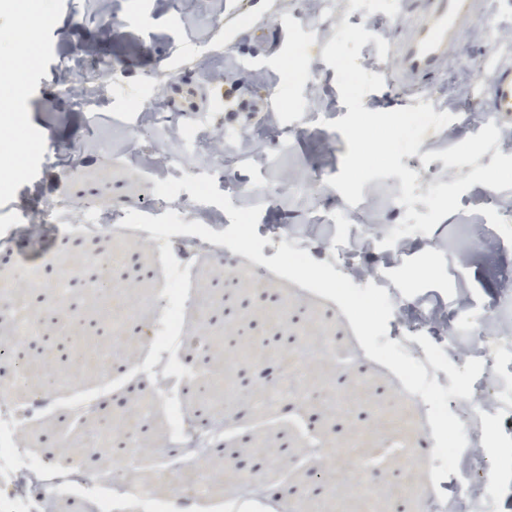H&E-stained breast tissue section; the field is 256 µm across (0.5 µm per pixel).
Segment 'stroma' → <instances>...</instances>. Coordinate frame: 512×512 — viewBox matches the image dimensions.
Here are the masks:
<instances>
[{"label": "stroma", "mask_w": 512, "mask_h": 512, "mask_svg": "<svg viewBox=\"0 0 512 512\" xmlns=\"http://www.w3.org/2000/svg\"><path fill=\"white\" fill-rule=\"evenodd\" d=\"M130 1L112 0L116 22L109 30L87 0H20L18 10L0 11V70H20L23 79L18 88L0 82V154L25 163L21 170L0 169V281H16L14 299L27 312L35 340L0 356V397L25 404L45 374H68V387L48 394L26 428L28 455L89 472L109 466L169 497L175 483L150 463L131 462L125 448L129 442L152 448L168 435L170 409L143 369L146 332L160 311L147 299L167 283L160 248L138 236H89L76 225L62 229L58 242L48 233L21 234L9 246L1 240L15 219L31 224L57 202L79 221L104 212L159 217L172 210L186 223L229 228L231 219L220 207L195 202L188 191L155 201V181L167 170L160 155L173 133L165 119L144 115L141 105L160 99L208 138L201 149H185L183 173L214 176L233 207H260L256 232L267 240L264 257L286 243L315 261L334 263L329 238L341 216L369 231L379 224L396 227L406 208L395 200V176L367 182L354 206L328 185L348 151L342 133L329 124L348 108L323 50L342 23L364 26L375 38L362 46L358 63L376 74L383 68L376 41L396 33L384 12L351 10L350 0H337L335 14L321 19L308 0H239L250 20L231 33L213 23L221 0H138L139 12L129 19L124 11ZM74 45L87 49L77 66L66 58ZM30 53L35 65L22 67ZM490 53L512 67V0H490L486 22L450 51L448 66L426 93L386 86L366 94L363 106L390 111L428 103L435 113L452 114V125L427 131L418 148L422 155L447 150L480 131L467 118L484 113V87L469 75ZM116 59L130 70L120 85L106 69ZM292 68L314 69L315 83H285ZM88 73L98 77L99 96L93 111L81 112L71 98ZM283 83L290 92L284 102L277 97ZM255 98L265 99L264 111H241V103ZM18 121L25 136L14 131ZM240 130L259 143L257 154H215V135L229 140ZM77 152L81 162L70 164ZM315 179L323 189L306 193L305 184ZM275 180L289 189L272 200H248L238 191L242 182ZM459 204L430 234L407 236L388 271L389 297L406 314L419 302L434 304L438 317L458 332L486 316L508 323L512 297L502 291L501 268L512 262V247L476 244L470 226L493 225L499 212L512 209V189L476 184ZM168 241L180 266L194 269L195 299L214 302L203 317L189 310L183 323L184 335L210 336L208 352L187 346L177 360L195 373L182 394L183 409L204 420L224 418L222 439L204 466L218 494L231 500L237 487L258 481L276 512H305L348 476L366 480L375 512H415L416 498L437 490L454 496L456 474L432 480L424 408L401 398L395 375L367 356L339 305L264 265L253 277L238 275L240 256L232 250L214 258L191 246L189 235ZM98 282L117 288L126 309L113 311L96 297ZM95 340L112 347L107 370L86 350ZM324 341L331 348L327 355L286 364L296 348L315 349ZM497 369L503 385L486 415L483 451L458 462L466 473L485 460L495 467L471 512H512V351L501 354ZM218 383L223 404L203 405L201 388ZM111 420L134 430L123 433L122 445L86 450L87 431ZM392 434L407 442L408 457L387 449ZM314 439L344 456L347 466L306 456L303 449Z\"/></svg>", "instance_id": "35a3bbf8"}]
</instances>
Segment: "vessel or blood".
I'll return each mask as SVG.
<instances>
[{
    "label": "vessel or blood",
    "instance_id": "obj_1",
    "mask_svg": "<svg viewBox=\"0 0 512 512\" xmlns=\"http://www.w3.org/2000/svg\"><path fill=\"white\" fill-rule=\"evenodd\" d=\"M423 8L398 0L394 17L401 30L388 45L384 78L401 90L426 91L432 77L446 64L448 54L463 36L483 22L488 0H423ZM486 103L500 126H512V68L492 65Z\"/></svg>",
    "mask_w": 512,
    "mask_h": 512
}]
</instances>
